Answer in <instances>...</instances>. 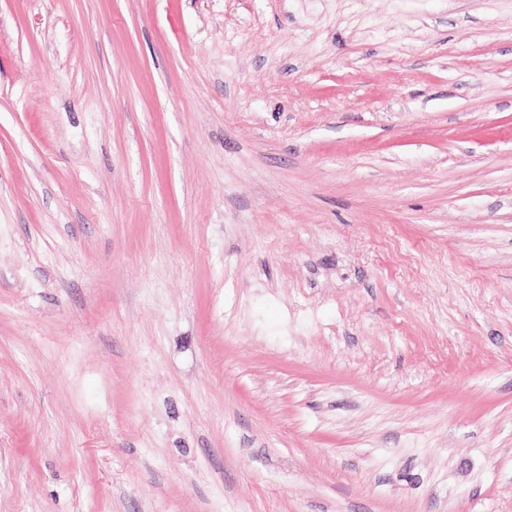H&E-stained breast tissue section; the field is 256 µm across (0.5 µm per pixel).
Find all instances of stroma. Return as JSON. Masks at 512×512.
I'll list each match as a JSON object with an SVG mask.
<instances>
[{
    "instance_id": "35a3bbf8",
    "label": "stroma",
    "mask_w": 512,
    "mask_h": 512,
    "mask_svg": "<svg viewBox=\"0 0 512 512\" xmlns=\"http://www.w3.org/2000/svg\"><path fill=\"white\" fill-rule=\"evenodd\" d=\"M0 512H512V0H0Z\"/></svg>"
}]
</instances>
